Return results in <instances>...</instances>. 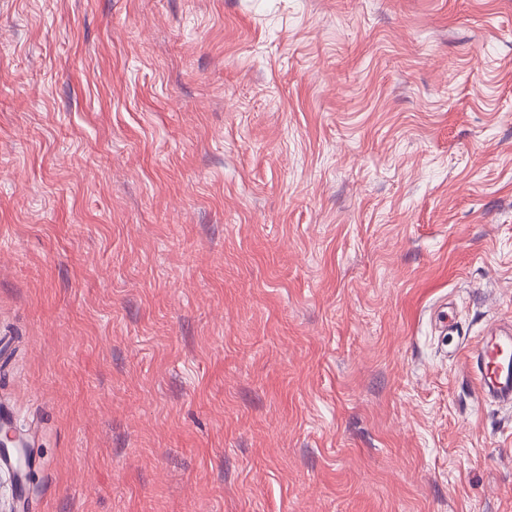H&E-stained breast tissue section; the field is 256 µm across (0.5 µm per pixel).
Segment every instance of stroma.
Wrapping results in <instances>:
<instances>
[{
    "instance_id": "stroma-1",
    "label": "stroma",
    "mask_w": 512,
    "mask_h": 512,
    "mask_svg": "<svg viewBox=\"0 0 512 512\" xmlns=\"http://www.w3.org/2000/svg\"><path fill=\"white\" fill-rule=\"evenodd\" d=\"M512 0H0V407L27 512H512ZM467 360L478 392L512 406V324L492 325L468 351Z\"/></svg>"
}]
</instances>
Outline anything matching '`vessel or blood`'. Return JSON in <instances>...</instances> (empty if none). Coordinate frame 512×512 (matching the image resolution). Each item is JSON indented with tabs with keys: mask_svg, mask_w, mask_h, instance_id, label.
Returning <instances> with one entry per match:
<instances>
[{
	"mask_svg": "<svg viewBox=\"0 0 512 512\" xmlns=\"http://www.w3.org/2000/svg\"><path fill=\"white\" fill-rule=\"evenodd\" d=\"M467 360L478 392L512 406V324L491 326L468 351Z\"/></svg>",
	"mask_w": 512,
	"mask_h": 512,
	"instance_id": "b4317fda",
	"label": "vessel or blood"
}]
</instances>
